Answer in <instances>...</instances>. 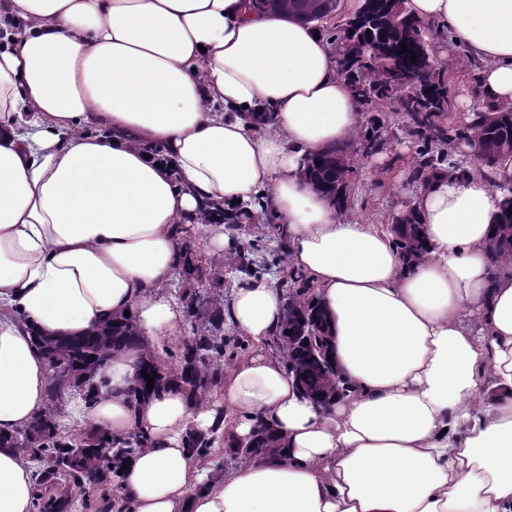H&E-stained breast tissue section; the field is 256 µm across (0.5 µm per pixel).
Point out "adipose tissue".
<instances>
[{"label": "adipose tissue", "instance_id": "ef3b65f1", "mask_svg": "<svg viewBox=\"0 0 512 512\" xmlns=\"http://www.w3.org/2000/svg\"><path fill=\"white\" fill-rule=\"evenodd\" d=\"M406 7L483 62L475 97L512 104V0ZM360 125L327 41L250 0H0V437L49 408L33 333L128 313L159 344L182 317L174 225L197 222L222 253L206 203L261 195L349 393L321 406L297 388L268 347L284 291L246 278L224 317L253 350L219 396L132 403V349L61 427L149 436L123 471L134 512H512V258L490 249L501 198L476 172L415 184L429 251L405 262L388 225L338 211L301 174ZM260 423L285 448L203 482L184 431L243 440ZM34 494L27 453L0 448V512H30Z\"/></svg>", "mask_w": 512, "mask_h": 512}]
</instances>
